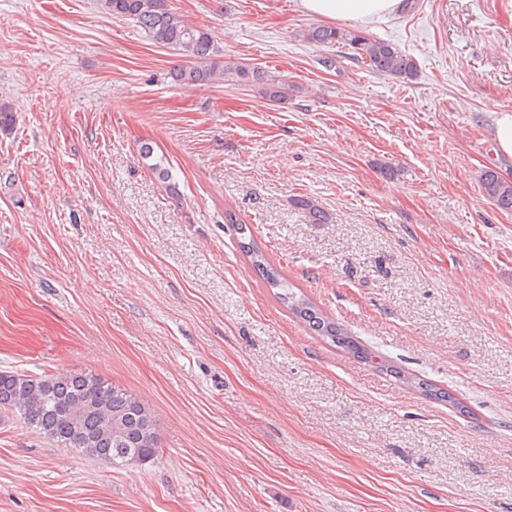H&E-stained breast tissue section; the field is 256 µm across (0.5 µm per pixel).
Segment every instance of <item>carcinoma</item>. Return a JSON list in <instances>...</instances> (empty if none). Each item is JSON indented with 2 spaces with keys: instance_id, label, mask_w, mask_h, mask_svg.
<instances>
[{
  "instance_id": "1",
  "label": "carcinoma",
  "mask_w": 512,
  "mask_h": 512,
  "mask_svg": "<svg viewBox=\"0 0 512 512\" xmlns=\"http://www.w3.org/2000/svg\"><path fill=\"white\" fill-rule=\"evenodd\" d=\"M99 5L111 16L133 21L146 37L186 59L172 72L174 81L181 86L254 83L262 86L264 96L271 101L287 98L288 85L280 76L261 67L221 60L208 30L191 24L171 6L170 0H99ZM306 39L324 47L352 45L357 61L378 76L403 80L416 76L415 62L385 40L361 35L350 37L331 26L309 29ZM152 171L166 184L171 195L178 194L168 167L158 162L152 165ZM480 184L494 206L512 212L511 181L487 168L480 175ZM297 205L308 214L311 223H325L324 212L313 200L302 198L297 200ZM239 247L267 287L280 289L277 293L280 302L316 335L379 370H391L379 361L378 355L360 348L341 323L326 315L305 295L288 289V280L268 261L254 238L241 237ZM395 375L406 384L417 385L426 395L464 411V405L448 393L398 371ZM0 410L19 415L34 434L59 448L106 460L114 466L143 465L155 460L160 452L157 424L149 405L96 373L45 372L29 376L0 371Z\"/></svg>"
}]
</instances>
